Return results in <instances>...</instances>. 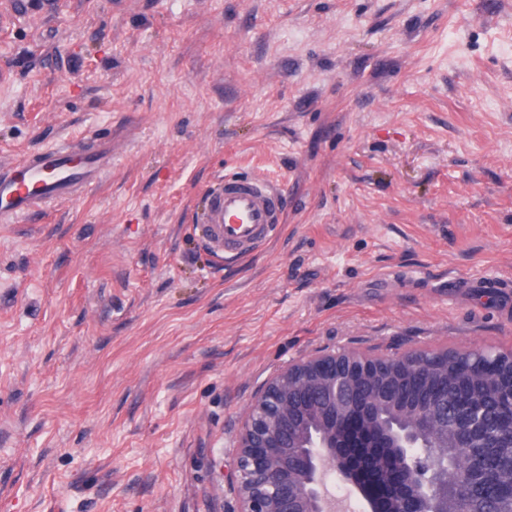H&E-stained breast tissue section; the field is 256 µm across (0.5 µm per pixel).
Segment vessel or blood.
<instances>
[{"label":"vessel or blood","mask_w":512,"mask_h":512,"mask_svg":"<svg viewBox=\"0 0 512 512\" xmlns=\"http://www.w3.org/2000/svg\"><path fill=\"white\" fill-rule=\"evenodd\" d=\"M108 163L104 144L74 139L10 164L0 169V216H27L42 205L71 201L99 183ZM284 215L274 181L227 173L209 186L195 230L215 257H241L273 239Z\"/></svg>","instance_id":"1"}]
</instances>
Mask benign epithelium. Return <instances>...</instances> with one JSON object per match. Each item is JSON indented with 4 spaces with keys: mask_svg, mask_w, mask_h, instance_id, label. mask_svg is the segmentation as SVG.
Segmentation results:
<instances>
[{
    "mask_svg": "<svg viewBox=\"0 0 512 512\" xmlns=\"http://www.w3.org/2000/svg\"><path fill=\"white\" fill-rule=\"evenodd\" d=\"M423 361L414 351L375 358L355 350L310 353L270 376L245 409L227 483L239 512H338L326 487L331 472L350 484L363 512H448V485L458 496L453 512H480L489 475L475 458L459 468L433 448L434 426L448 407L430 386L428 370L442 349ZM483 380L508 383L512 354L462 347ZM460 442L485 435L481 411L459 409Z\"/></svg>",
    "mask_w": 512,
    "mask_h": 512,
    "instance_id": "1",
    "label": "benign epithelium"
}]
</instances>
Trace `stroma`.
<instances>
[{"mask_svg":"<svg viewBox=\"0 0 512 512\" xmlns=\"http://www.w3.org/2000/svg\"><path fill=\"white\" fill-rule=\"evenodd\" d=\"M106 136L97 187L0 221V512H237L290 362L512 350V0H0V165ZM227 172L287 213L224 266Z\"/></svg>","mask_w":512,"mask_h":512,"instance_id":"35a3bbf8","label":"stroma"}]
</instances>
